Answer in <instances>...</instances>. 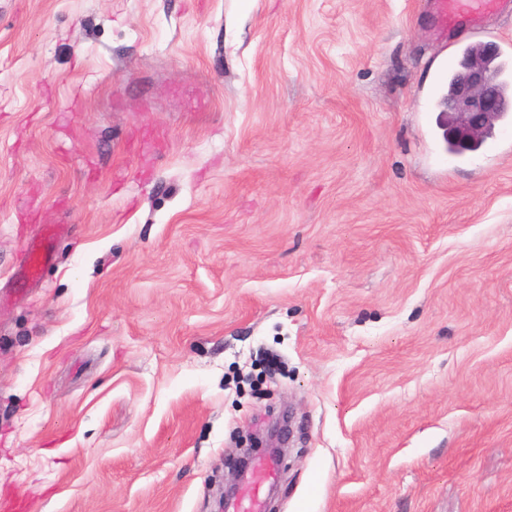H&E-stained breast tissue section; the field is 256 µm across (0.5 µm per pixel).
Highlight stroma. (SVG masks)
Returning a JSON list of instances; mask_svg holds the SVG:
<instances>
[{"label": "stroma", "instance_id": "1", "mask_svg": "<svg viewBox=\"0 0 512 512\" xmlns=\"http://www.w3.org/2000/svg\"><path fill=\"white\" fill-rule=\"evenodd\" d=\"M430 0H0V506L512 512V127ZM58 226L53 257L27 245ZM493 61L487 51L483 58H466L458 79L448 78L447 92L441 103L447 95L448 99L451 96L446 109V138L457 146L478 147L492 133L495 122L501 118V111L508 105L500 90ZM271 419H272V424L270 425L269 429L267 430L268 432V436H267V443H266V447H275V451L277 453V459L275 461L277 462H280L284 459V448H276L277 445H276V442H277V438L286 444V438L285 435L288 434V438L289 436L292 434V429L291 428V425H290V422L291 420H289L291 418V416H288L286 415L284 417V415L281 416V418H275V420L273 421V418H272V415H270ZM275 445V446H273Z\"/></svg>", "mask_w": 512, "mask_h": 512}]
</instances>
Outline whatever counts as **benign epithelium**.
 Returning <instances> with one entry per match:
<instances>
[{
	"mask_svg": "<svg viewBox=\"0 0 512 512\" xmlns=\"http://www.w3.org/2000/svg\"><path fill=\"white\" fill-rule=\"evenodd\" d=\"M491 53L482 58H468L458 77L447 109L446 138L457 146L475 148L487 138L500 120L501 111L508 105L503 96L492 63ZM292 434L290 416L272 421L268 429L266 446L286 442Z\"/></svg>",
	"mask_w": 512,
	"mask_h": 512,
	"instance_id": "benign-epithelium-1",
	"label": "benign epithelium"
}]
</instances>
